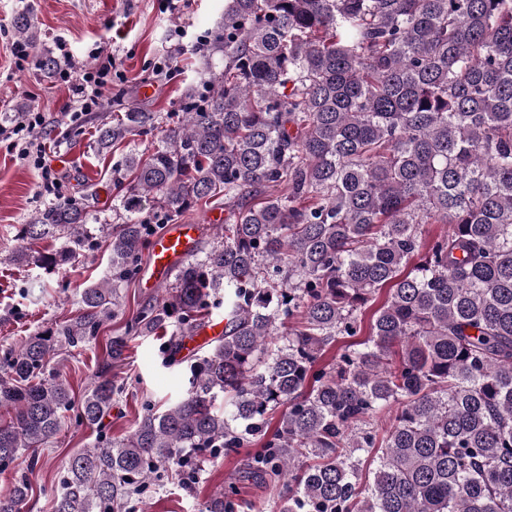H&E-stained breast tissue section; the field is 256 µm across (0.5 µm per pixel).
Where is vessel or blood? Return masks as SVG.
Masks as SVG:
<instances>
[{
	"instance_id": "vessel-or-blood-1",
	"label": "vessel or blood",
	"mask_w": 512,
	"mask_h": 512,
	"mask_svg": "<svg viewBox=\"0 0 512 512\" xmlns=\"http://www.w3.org/2000/svg\"><path fill=\"white\" fill-rule=\"evenodd\" d=\"M198 227L194 224H170L155 236L150 262L143 271L144 285L155 289L166 282L172 273L194 254Z\"/></svg>"
}]
</instances>
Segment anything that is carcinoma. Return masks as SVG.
I'll return each instance as SVG.
<instances>
[{"mask_svg": "<svg viewBox=\"0 0 512 512\" xmlns=\"http://www.w3.org/2000/svg\"><path fill=\"white\" fill-rule=\"evenodd\" d=\"M12 27L34 40L29 13ZM211 52L224 71L203 79L218 87L186 94L151 154L112 165L132 218L112 233L107 275L76 317L0 350V473L24 454L36 466L61 430L72 399L51 356L114 316L152 228L222 198L217 242L106 344L120 361L129 337L171 331L186 395L73 454L54 512H120L169 469L188 480L198 457L258 441L254 474L282 487L273 512H512V0H224ZM158 121L127 112L98 151ZM21 233L65 237L36 258L59 269L87 243L84 203L56 200ZM214 304L222 334L183 354ZM366 322L367 340L339 344ZM116 391L92 375L79 422L100 426ZM393 405L380 440L374 419ZM30 492L15 474L0 512ZM239 507L229 489L202 512Z\"/></svg>", "mask_w": 512, "mask_h": 512, "instance_id": "obj_1", "label": "carcinoma"}]
</instances>
